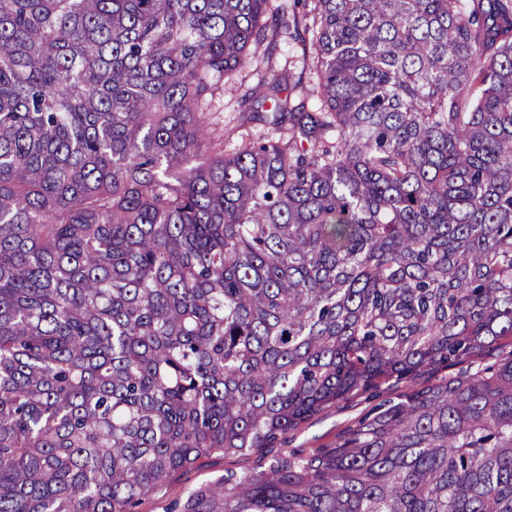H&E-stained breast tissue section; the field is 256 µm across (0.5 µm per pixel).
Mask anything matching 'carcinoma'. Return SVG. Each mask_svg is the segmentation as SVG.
Returning <instances> with one entry per match:
<instances>
[{
    "label": "carcinoma",
    "mask_w": 512,
    "mask_h": 512,
    "mask_svg": "<svg viewBox=\"0 0 512 512\" xmlns=\"http://www.w3.org/2000/svg\"><path fill=\"white\" fill-rule=\"evenodd\" d=\"M286 35L288 70L224 82ZM512 512V0H0V512ZM269 51L272 53L273 58V67L275 70H280L287 60L291 66L287 63V68L290 67L293 72L294 80H298L299 77H302L304 82H308L312 75L307 71L302 72V46L298 43H294L291 40H285L284 38H279L275 44L270 46ZM254 67L242 72L237 78V84L227 85L224 87V96L220 105L217 107V112H214L215 121L220 126H224V130L233 127L240 123L242 115H248L249 104L242 101V97L248 87L256 84L258 80L257 71ZM242 86L240 87V84ZM485 353L481 359H474L473 363L466 362L448 369V372L426 374L412 383H404L397 388L382 386L378 389H370L358 396L342 401L336 406L330 407L315 415L300 429L282 437L277 448H266L265 452L252 455L205 458L201 464L179 478L178 482L171 486L164 497H148L141 500L138 512H166L175 501L182 502L189 492L196 486L220 477L227 472L243 473L255 468L264 455L265 461L276 456L302 455L309 456L319 452L322 448L333 446L336 439L343 435L350 426L370 413L377 405L385 401H392L398 394L409 391L412 388H421L435 383L437 379L446 374H455L459 370L475 371L480 363L491 360L494 357Z\"/></svg>",
    "instance_id": "1"
}]
</instances>
